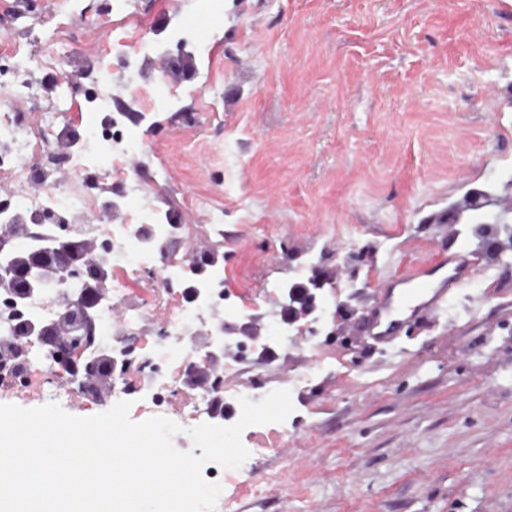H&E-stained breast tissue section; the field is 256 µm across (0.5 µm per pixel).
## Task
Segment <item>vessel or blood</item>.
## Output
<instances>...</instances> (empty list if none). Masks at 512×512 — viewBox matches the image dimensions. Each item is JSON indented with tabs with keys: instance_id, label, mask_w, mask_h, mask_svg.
I'll return each instance as SVG.
<instances>
[{
	"instance_id": "vessel-or-blood-1",
	"label": "vessel or blood",
	"mask_w": 512,
	"mask_h": 512,
	"mask_svg": "<svg viewBox=\"0 0 512 512\" xmlns=\"http://www.w3.org/2000/svg\"><path fill=\"white\" fill-rule=\"evenodd\" d=\"M478 268V263L465 261L458 254H442L398 279L378 285L374 304L364 320L365 341L381 350L395 346L408 315L439 310L449 296L476 275Z\"/></svg>"
}]
</instances>
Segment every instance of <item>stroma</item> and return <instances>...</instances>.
I'll return each mask as SVG.
<instances>
[{
	"label": "stroma",
	"instance_id": "obj_1",
	"mask_svg": "<svg viewBox=\"0 0 512 512\" xmlns=\"http://www.w3.org/2000/svg\"><path fill=\"white\" fill-rule=\"evenodd\" d=\"M118 33L155 42L175 16L196 77H162L175 107L112 65L115 102L145 140L127 160L152 203L212 248L189 197L224 212V274L265 290L317 271L327 329L259 359L293 390L239 512H512V0H130ZM477 276L399 345L356 334L373 286L454 250Z\"/></svg>",
	"mask_w": 512,
	"mask_h": 512
}]
</instances>
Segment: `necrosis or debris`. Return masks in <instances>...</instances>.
<instances>
[{
	"label": "necrosis or debris",
	"instance_id": "4bbe7bcc",
	"mask_svg": "<svg viewBox=\"0 0 512 512\" xmlns=\"http://www.w3.org/2000/svg\"><path fill=\"white\" fill-rule=\"evenodd\" d=\"M27 7L28 0H0V60L11 61L8 72L0 71V184L9 189L0 203V226L27 227L33 234L0 236V262L19 248L47 247L63 227L74 239L94 243L92 259L107 274L108 288L96 307L95 335L78 360L85 364L104 352L122 360L129 339L137 338L147 365L131 368L112 385L113 398L131 401L133 412L165 416L173 410L186 429L205 422L208 398L186 389L185 374L208 350L223 353L225 402L242 395L259 401L260 393L244 386L250 372L241 365L238 342L219 332L202 335L224 311L223 275H192L179 246L181 231L156 213L139 182L124 176L125 161L140 143L112 110L111 82L92 93L75 82L63 97L53 79L68 67L83 75L108 68L113 57L145 77L153 46L129 50L113 40L111 26L102 25L91 37L111 44L110 53L49 55L34 69L27 50L34 28L22 21ZM81 288L79 278L57 270L28 291L0 287V336L23 350L5 371L39 376L55 397L72 392L35 331L71 310ZM267 454L251 449L237 469L204 466V477L222 487L218 512H237L242 490L261 495L253 475Z\"/></svg>",
	"mask_w": 512,
	"mask_h": 512
}]
</instances>
